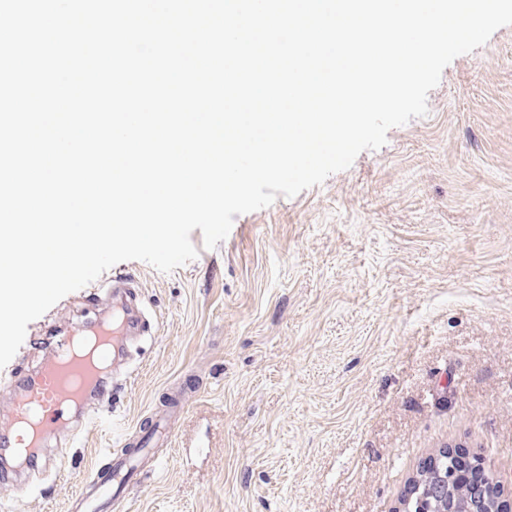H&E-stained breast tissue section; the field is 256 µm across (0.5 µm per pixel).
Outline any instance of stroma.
Wrapping results in <instances>:
<instances>
[{
	"instance_id": "stroma-1",
	"label": "stroma",
	"mask_w": 512,
	"mask_h": 512,
	"mask_svg": "<svg viewBox=\"0 0 512 512\" xmlns=\"http://www.w3.org/2000/svg\"><path fill=\"white\" fill-rule=\"evenodd\" d=\"M429 113L294 197L235 216L163 273L118 263L158 328L104 411L131 440L179 399L155 472L117 512H402L440 450L480 459L512 512V25L453 60ZM99 306L68 294L10 362L37 368ZM43 449L0 512H67L108 430Z\"/></svg>"
}]
</instances>
